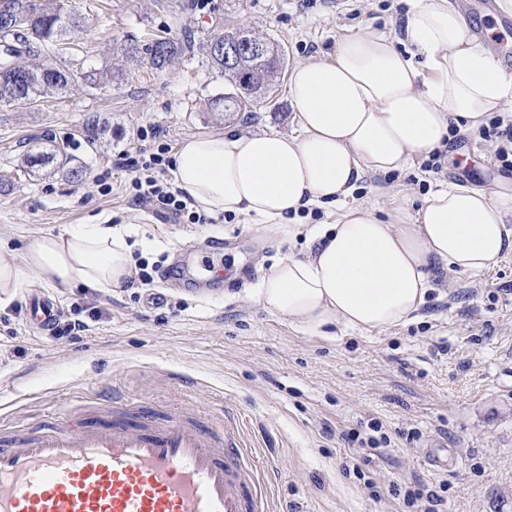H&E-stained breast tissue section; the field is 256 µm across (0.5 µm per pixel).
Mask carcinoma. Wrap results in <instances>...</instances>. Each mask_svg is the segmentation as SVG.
<instances>
[{"mask_svg": "<svg viewBox=\"0 0 512 512\" xmlns=\"http://www.w3.org/2000/svg\"><path fill=\"white\" fill-rule=\"evenodd\" d=\"M20 0H0V47L11 56L8 71L0 70V103L17 101L14 84L20 83L32 104L39 98L67 91L81 80L90 87L107 88L117 75L112 69L91 68L83 71L67 60L61 41L69 33L80 28L79 21L65 7L63 0H28L25 11L18 10ZM235 30L216 24V32L207 41L205 53L211 67L218 70L229 82L241 87V93L218 96L211 99V109L224 112H255L261 108V100L272 90L279 71L274 62L245 58L233 68L224 66V61L215 57L211 47L224 42V35ZM192 48L187 38L162 36L149 43L136 40L123 45L121 52L126 64L137 65L146 60L155 69L172 65ZM74 158L55 152H36L25 156L30 168L53 166L65 171L73 178L83 175V167L73 164Z\"/></svg>", "mask_w": 512, "mask_h": 512, "instance_id": "cac0c4a2", "label": "carcinoma"}]
</instances>
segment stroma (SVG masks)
<instances>
[{
    "mask_svg": "<svg viewBox=\"0 0 512 512\" xmlns=\"http://www.w3.org/2000/svg\"><path fill=\"white\" fill-rule=\"evenodd\" d=\"M406 0H65L85 25L68 40L75 63L120 68L110 48L162 32L191 37L193 48L162 70L142 65L112 86H83L31 105L0 104V258L18 259L38 235L73 224H128L136 261L169 264L181 248L210 256L223 238L224 282L197 291L165 289L147 302L143 288L113 293L25 281L0 308V430L42 425L75 401L95 403L118 389L132 401L174 413L194 406L234 413L242 448L257 463L272 512H408L400 495L416 480L437 495V512H512V255L479 277L436 281L418 318L385 331L327 327L312 335L267 310L261 279L301 242L264 237L247 217L219 214L183 224L133 201L119 152L151 151L141 127L154 125L171 148L187 137L246 130L288 134L298 118L280 78L255 114L211 112L208 99L232 85L208 67L202 45L216 23L245 28L279 44L285 70L337 39L371 27L390 32ZM61 148L84 167L82 179L26 168V152ZM439 172L413 163L365 179L358 200L390 209L399 193L425 196L437 183L489 187L512 181L491 142L478 132L449 140ZM105 175L109 195L94 179ZM45 294L69 319L102 316L77 337L41 335L30 301ZM380 425L382 455L357 460L351 432ZM448 451L432 467L428 452ZM361 475H354L352 465ZM373 482L380 499L365 487Z\"/></svg>",
    "mask_w": 512,
    "mask_h": 512,
    "instance_id": "obj_1",
    "label": "stroma"
}]
</instances>
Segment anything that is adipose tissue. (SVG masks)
Wrapping results in <instances>:
<instances>
[{
	"mask_svg": "<svg viewBox=\"0 0 512 512\" xmlns=\"http://www.w3.org/2000/svg\"><path fill=\"white\" fill-rule=\"evenodd\" d=\"M288 91L298 132L195 135L174 160V183L197 210L304 239L302 256L262 279L265 307L309 333L383 331L411 321L441 275L477 276L512 254V185L405 196L382 217L352 199L367 176L441 146L451 125L474 130L512 112V76L452 0H409L398 35L366 29L339 39L333 53L293 68ZM323 206L336 208L334 222L299 224ZM129 237L124 226L81 224L34 238L21 261L0 259V306L27 273L47 285L124 287L135 272Z\"/></svg>",
	"mask_w": 512,
	"mask_h": 512,
	"instance_id": "ef3b65f1",
	"label": "adipose tissue"
}]
</instances>
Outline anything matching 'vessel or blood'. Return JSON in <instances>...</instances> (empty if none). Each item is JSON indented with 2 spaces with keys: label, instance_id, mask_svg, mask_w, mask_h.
<instances>
[{
  "label": "vessel or blood",
  "instance_id": "vessel-or-blood-1",
  "mask_svg": "<svg viewBox=\"0 0 512 512\" xmlns=\"http://www.w3.org/2000/svg\"><path fill=\"white\" fill-rule=\"evenodd\" d=\"M57 309L34 299L32 325ZM111 416L80 402L51 428L0 435V512H269L234 430L113 394Z\"/></svg>",
  "mask_w": 512,
  "mask_h": 512
}]
</instances>
